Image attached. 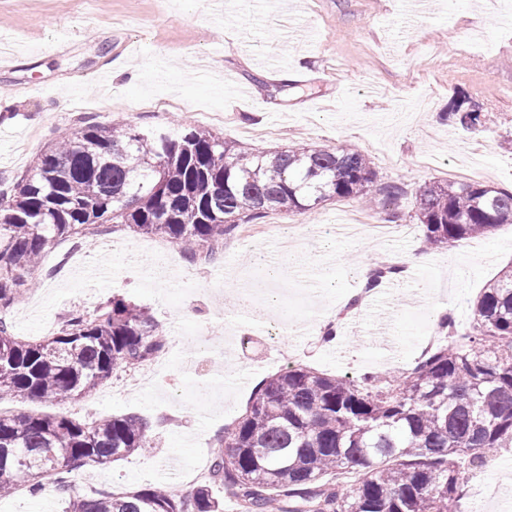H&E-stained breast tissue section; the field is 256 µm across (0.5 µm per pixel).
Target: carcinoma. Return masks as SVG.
Returning <instances> with one entry per match:
<instances>
[{
    "instance_id": "1",
    "label": "carcinoma",
    "mask_w": 512,
    "mask_h": 512,
    "mask_svg": "<svg viewBox=\"0 0 512 512\" xmlns=\"http://www.w3.org/2000/svg\"><path fill=\"white\" fill-rule=\"evenodd\" d=\"M445 117L466 129L483 122L464 93ZM377 193L393 198L399 187L376 185L357 150L256 153L180 121L156 130L87 125L49 144L0 194V311L36 286L37 263L56 244L104 224L164 237L190 261L214 263L224 239L270 211L302 215L327 198L370 202ZM417 211L427 243L452 246L512 224V190L434 182ZM439 328L447 343L399 378L308 366L265 378L217 437L213 479L242 512H450L463 492L460 460L481 466L489 452L512 447V265L481 289L467 330L451 317ZM166 342L150 312L123 298L93 315L74 308L40 342L15 336L0 316V397L64 403L155 358ZM152 447L151 425L135 414L80 422L0 413V493L23 486L37 495L47 475L65 512H224L207 484L185 496L152 486L71 494L75 468ZM346 473L357 483L331 481Z\"/></svg>"
}]
</instances>
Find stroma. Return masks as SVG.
I'll list each match as a JSON object with an SVG mask.
<instances>
[{
    "mask_svg": "<svg viewBox=\"0 0 512 512\" xmlns=\"http://www.w3.org/2000/svg\"><path fill=\"white\" fill-rule=\"evenodd\" d=\"M12 67L0 69V191L12 186L62 131L123 121L138 128L172 120L255 149L294 144L351 148L368 154L377 184H396L393 200L373 211L409 226L370 239L361 229L337 235L344 213H363L353 198L331 199L313 213L266 214L254 239L232 245L212 274L173 252L158 276L136 262L151 242L119 227L63 261L65 246L34 277L37 285L6 313L15 335L55 334L72 307L87 312L120 295L148 308L168 338L150 385L127 390L130 372L63 405L0 399L13 414L66 413L79 420L137 414L150 422L158 448L108 465L73 471L80 495L131 492L150 484L179 489L178 477L210 463L217 433L240 418L262 379L307 365L329 375L410 371L424 347L433 312L449 307L458 328L472 320L481 288L512 262V224L452 247H430L416 199L434 182L474 181L512 189V0H0V37ZM305 69H295L298 57ZM142 69L134 84L113 79L114 63ZM211 63V82L197 79ZM36 83L35 95L23 85ZM468 93L484 113L466 130L443 121L449 100ZM299 271L271 281L281 249ZM423 253L427 262L392 276L372 308L354 320L343 310L364 281L358 268L387 257ZM318 276L311 298L300 282ZM275 288L262 331L244 334L234 288ZM391 330L374 332L377 308ZM341 313L335 341L277 330L279 319L307 323ZM457 512H512V448L477 468L463 466ZM500 488L485 501L483 489ZM53 488L0 497V512H64Z\"/></svg>",
    "mask_w": 512,
    "mask_h": 512,
    "instance_id": "1",
    "label": "stroma"
}]
</instances>
